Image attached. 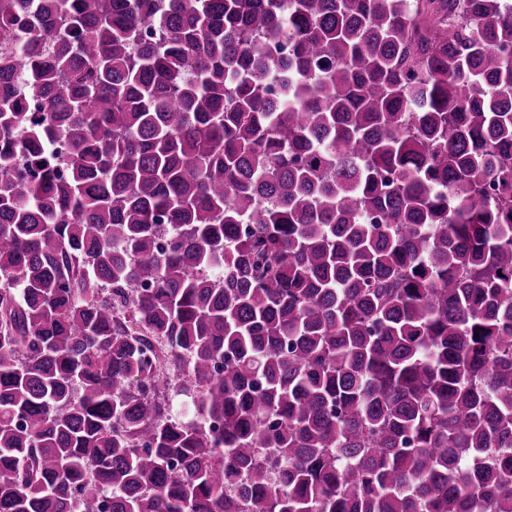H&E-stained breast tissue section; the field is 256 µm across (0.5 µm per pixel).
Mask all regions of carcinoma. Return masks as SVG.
I'll return each instance as SVG.
<instances>
[{
  "instance_id": "cac0c4a2",
  "label": "carcinoma",
  "mask_w": 512,
  "mask_h": 512,
  "mask_svg": "<svg viewBox=\"0 0 512 512\" xmlns=\"http://www.w3.org/2000/svg\"><path fill=\"white\" fill-rule=\"evenodd\" d=\"M0 512H512V0H0Z\"/></svg>"
}]
</instances>
